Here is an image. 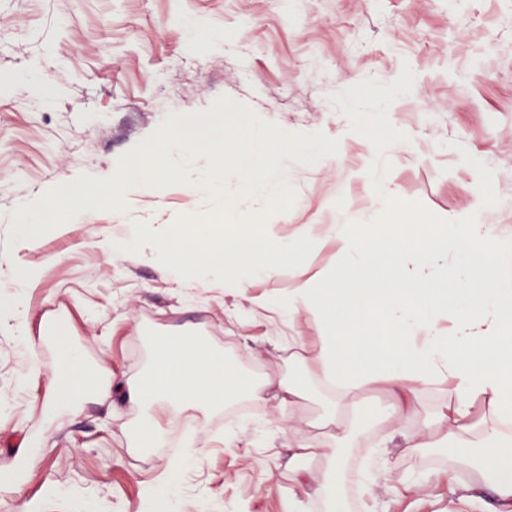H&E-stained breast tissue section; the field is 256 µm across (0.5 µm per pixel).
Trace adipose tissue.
I'll list each match as a JSON object with an SVG mask.
<instances>
[{
	"label": "adipose tissue",
	"mask_w": 512,
	"mask_h": 512,
	"mask_svg": "<svg viewBox=\"0 0 512 512\" xmlns=\"http://www.w3.org/2000/svg\"><path fill=\"white\" fill-rule=\"evenodd\" d=\"M386 210L384 224H299L279 236L267 224H236L228 209L221 225H126L112 248L151 260L174 283L204 277L242 293L272 277L283 260L335 242V268L294 275L287 298L267 297L264 305L283 318L311 317L319 342L310 363L333 386L337 402L382 390L390 400L386 418L397 425L391 444L436 443L457 461L480 454L492 493L511 502L512 434L505 427L512 425V241L494 233L479 206L445 224L421 225L413 236L406 233L409 209L391 203ZM109 371L103 362L91 372L79 352L64 349L47 373L49 412L55 416L90 399L143 403L147 412L133 441L142 452L161 447L166 429L199 399L220 406L244 395L290 411L301 397L296 383L253 380L194 336L159 339L154 367L140 383H116ZM438 385L448 388L440 428L416 433V399ZM478 399L487 413L475 425L470 408ZM287 447L300 492L284 501L283 512H300L305 497L321 500L327 512H348L339 487L342 449L296 431ZM314 458L324 459L329 477L312 486L305 464Z\"/></svg>",
	"instance_id": "ef3b65f1"
}]
</instances>
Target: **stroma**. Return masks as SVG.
<instances>
[{
	"label": "stroma",
	"mask_w": 512,
	"mask_h": 512,
	"mask_svg": "<svg viewBox=\"0 0 512 512\" xmlns=\"http://www.w3.org/2000/svg\"><path fill=\"white\" fill-rule=\"evenodd\" d=\"M214 33L199 44L195 28ZM45 84L0 93V262L36 269L30 332L41 359L54 361L58 325L90 365L108 359L112 377L137 383L157 339L196 336L249 374L294 379L306 398L292 414L248 407L261 431L239 418L187 411L166 444L193 436L196 457L170 493L172 512H282L296 486L281 427L294 425L327 447L343 448L327 425L331 394L313 376L291 337L318 340L308 317L280 322L243 296L199 281L179 285L148 261L113 252L118 225L207 212L204 194L172 185L129 194L126 212L70 219L22 248L9 242L19 201L86 174L116 171L119 158L172 112L208 109L221 96L246 104L288 131L322 132L341 153L315 165L289 163L298 196L271 223L381 224L380 194L444 222L483 198L486 186L512 196V0H0V69ZM379 89L370 105L394 127L397 143L379 149L345 86ZM436 113L433 123L423 113ZM32 350L0 317V471L40 456L36 474L0 512L30 502L35 512H153L148 486L167 454L131 451L140 410L89 403L63 426L44 414L45 377L15 391ZM275 467V466H274ZM431 481L407 492L413 474ZM475 463L438 448L389 449L367 512H492L496 503ZM474 498L462 507L459 498Z\"/></svg>",
	"instance_id": "stroma-1"
}]
</instances>
